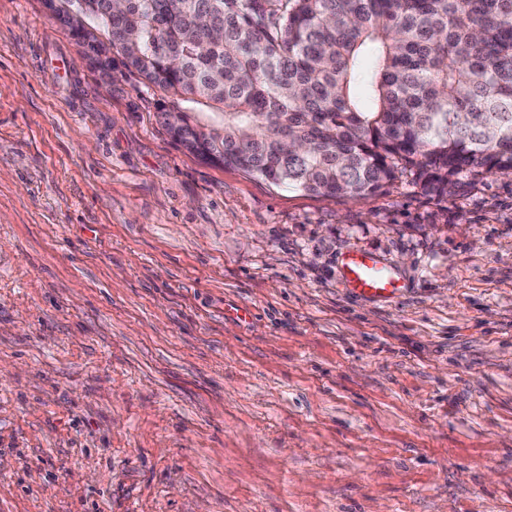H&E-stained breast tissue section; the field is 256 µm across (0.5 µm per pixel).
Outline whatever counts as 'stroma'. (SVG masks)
Wrapping results in <instances>:
<instances>
[{
    "label": "stroma",
    "instance_id": "35a3bbf8",
    "mask_svg": "<svg viewBox=\"0 0 512 512\" xmlns=\"http://www.w3.org/2000/svg\"><path fill=\"white\" fill-rule=\"evenodd\" d=\"M160 100L0 0V512H512V177L312 195ZM342 270L348 288L361 295L387 297L402 288L396 275L368 252L353 251L345 254Z\"/></svg>",
    "mask_w": 512,
    "mask_h": 512
}]
</instances>
